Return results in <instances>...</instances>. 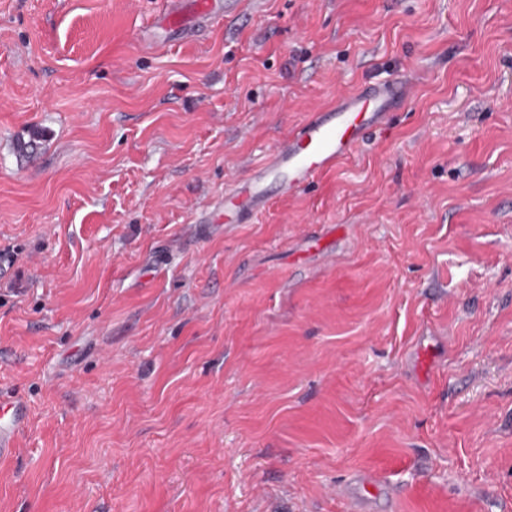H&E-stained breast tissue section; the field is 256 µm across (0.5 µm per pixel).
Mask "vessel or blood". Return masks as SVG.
I'll use <instances>...</instances> for the list:
<instances>
[{
    "label": "vessel or blood",
    "mask_w": 512,
    "mask_h": 512,
    "mask_svg": "<svg viewBox=\"0 0 512 512\" xmlns=\"http://www.w3.org/2000/svg\"><path fill=\"white\" fill-rule=\"evenodd\" d=\"M412 95V85L402 82L338 94L329 107L311 113L275 143L262 163L225 189V223H250L274 198L293 196L317 176L334 170L355 154L365 137L383 129L395 104ZM29 420L27 401L0 391V462L17 457L18 439Z\"/></svg>",
    "instance_id": "vessel-or-blood-1"
}]
</instances>
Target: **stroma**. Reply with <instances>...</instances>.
<instances>
[{
	"label": "stroma",
	"instance_id": "1",
	"mask_svg": "<svg viewBox=\"0 0 512 512\" xmlns=\"http://www.w3.org/2000/svg\"><path fill=\"white\" fill-rule=\"evenodd\" d=\"M169 9L0 0V512H512V0ZM400 77L387 130L213 223ZM413 96V86L391 82L338 94L327 108L312 112L279 139L262 163L233 180L224 191V225L248 224L276 197L306 189L355 154L368 135L383 129L394 105ZM29 420L27 401L15 393L0 390V462L17 457L20 451L18 439Z\"/></svg>",
	"mask_w": 512,
	"mask_h": 512
}]
</instances>
